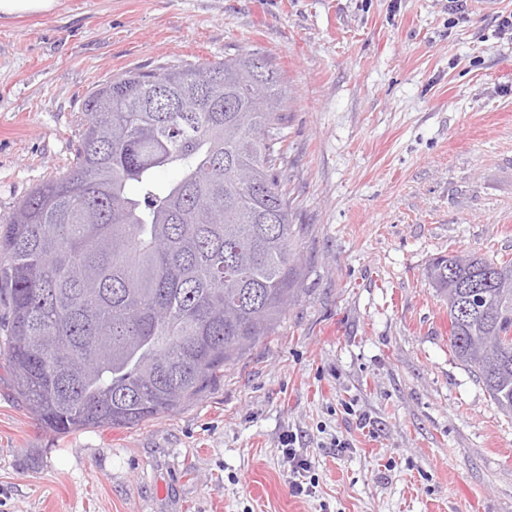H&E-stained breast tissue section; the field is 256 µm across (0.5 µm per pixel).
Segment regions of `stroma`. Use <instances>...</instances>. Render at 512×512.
Returning a JSON list of instances; mask_svg holds the SVG:
<instances>
[{"instance_id": "stroma-1", "label": "stroma", "mask_w": 512, "mask_h": 512, "mask_svg": "<svg viewBox=\"0 0 512 512\" xmlns=\"http://www.w3.org/2000/svg\"><path fill=\"white\" fill-rule=\"evenodd\" d=\"M499 0H58L0 19V222L73 163L89 90L265 56L301 276L275 333L179 409L45 431L0 380V512H512V418L448 350L439 256L512 259ZM312 461L294 496L282 438Z\"/></svg>"}]
</instances>
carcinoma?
I'll return each mask as SVG.
<instances>
[{"instance_id": "1", "label": "carcinoma", "mask_w": 512, "mask_h": 512, "mask_svg": "<svg viewBox=\"0 0 512 512\" xmlns=\"http://www.w3.org/2000/svg\"><path fill=\"white\" fill-rule=\"evenodd\" d=\"M280 82L247 52L98 85L73 165L0 224V369L45 430L173 411L275 332L300 278ZM427 278L452 356L512 416V259Z\"/></svg>"}]
</instances>
